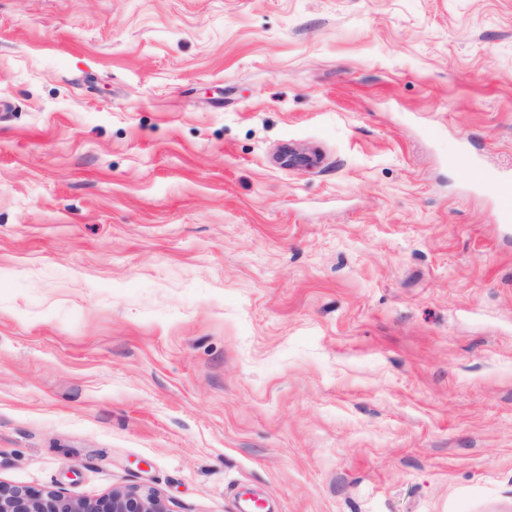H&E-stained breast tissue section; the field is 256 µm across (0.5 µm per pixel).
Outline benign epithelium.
<instances>
[{
    "instance_id": "1",
    "label": "benign epithelium",
    "mask_w": 512,
    "mask_h": 512,
    "mask_svg": "<svg viewBox=\"0 0 512 512\" xmlns=\"http://www.w3.org/2000/svg\"><path fill=\"white\" fill-rule=\"evenodd\" d=\"M0 512H170L162 497L137 487L114 488L95 500L60 490H32L0 482Z\"/></svg>"
}]
</instances>
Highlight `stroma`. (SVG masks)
<instances>
[{
    "mask_svg": "<svg viewBox=\"0 0 512 512\" xmlns=\"http://www.w3.org/2000/svg\"><path fill=\"white\" fill-rule=\"evenodd\" d=\"M512 0H0V482L512 512ZM469 181L476 186L494 188L497 213L501 224L512 223V172L504 173L485 168L480 161L471 159L468 165Z\"/></svg>",
    "mask_w": 512,
    "mask_h": 512,
    "instance_id": "1",
    "label": "stroma"
}]
</instances>
